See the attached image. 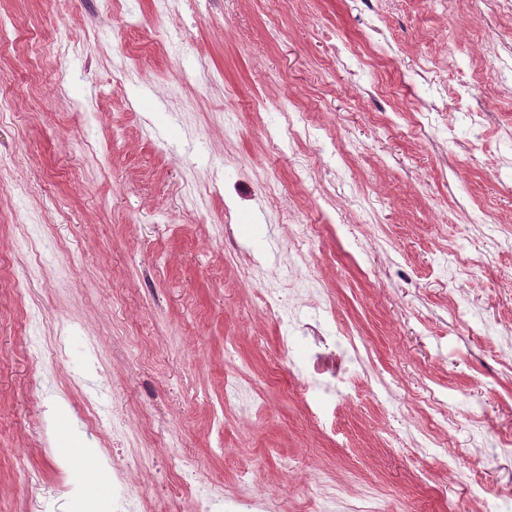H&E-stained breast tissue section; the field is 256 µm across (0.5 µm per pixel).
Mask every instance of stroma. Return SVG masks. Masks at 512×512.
<instances>
[{
    "mask_svg": "<svg viewBox=\"0 0 512 512\" xmlns=\"http://www.w3.org/2000/svg\"><path fill=\"white\" fill-rule=\"evenodd\" d=\"M379 8L378 35L366 0H172L162 15L152 0H0L17 104L0 115V512L48 493L54 512H83L73 483L122 498L94 453L111 425L83 422L77 376L164 439L140 450L152 502L192 466L227 494H275L280 512H319L301 488L320 480L332 512L512 505V455L495 446L512 436V168L498 165L512 14ZM429 62L439 84L417 76ZM460 98L482 129L450 111ZM287 101L309 121L298 148L278 135ZM300 224L324 225L303 245L310 273L367 346L358 396L325 404L324 430L296 386L307 345L281 355L261 295L294 274ZM26 226L53 247L20 297ZM62 328L64 357H29V337ZM231 361L262 408L225 410ZM23 466L40 489L19 490Z\"/></svg>",
    "mask_w": 512,
    "mask_h": 512,
    "instance_id": "35a3bbf8",
    "label": "stroma"
}]
</instances>
